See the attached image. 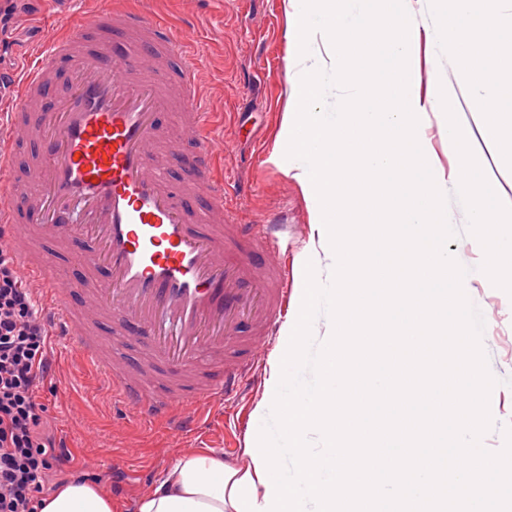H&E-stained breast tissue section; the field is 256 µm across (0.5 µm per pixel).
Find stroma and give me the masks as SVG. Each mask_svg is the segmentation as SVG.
<instances>
[{"instance_id": "35a3bbf8", "label": "stroma", "mask_w": 512, "mask_h": 512, "mask_svg": "<svg viewBox=\"0 0 512 512\" xmlns=\"http://www.w3.org/2000/svg\"><path fill=\"white\" fill-rule=\"evenodd\" d=\"M106 3L117 8L142 6L193 32L212 132L216 138L236 141L234 154L217 159L215 171L239 188L243 223L258 220L263 213L287 211L289 223L298 227L287 237L288 260L297 276L306 275L313 262L311 204L290 171L300 146L278 138L283 115L294 104L289 64L297 54L285 0H198L194 5L187 0H0V69L12 70L40 54L38 22L92 15ZM385 18V11L373 12V37L360 40L346 26L345 8H337L339 36L333 44L319 46V57H336L354 80L375 77L394 87L402 66L383 50L391 37ZM493 37L499 62L492 75L471 66L473 53L466 41L457 42L449 65L465 81L485 76L494 85V95L482 97L474 122L486 152L485 164L506 168L512 161L503 141L488 138L485 129L488 114L512 113V13L503 15ZM471 295L484 307L481 344L497 380L490 400L498 416L512 422V286H480ZM52 353L55 372L50 387L41 393L47 407L46 430L64 439L76 460L48 475L44 494L76 477L92 479L111 496L114 512H137L139 499L177 459L234 454L251 439L253 410L234 401L212 407L197 433L173 437L162 423L113 410L95 376L81 367L67 346L53 347ZM85 459L90 468L82 467Z\"/></svg>"}]
</instances>
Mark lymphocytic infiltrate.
<instances>
[{
	"mask_svg": "<svg viewBox=\"0 0 512 512\" xmlns=\"http://www.w3.org/2000/svg\"><path fill=\"white\" fill-rule=\"evenodd\" d=\"M52 371L37 293L0 248V512H34L49 471L74 460L65 441L41 431L40 393Z\"/></svg>",
	"mask_w": 512,
	"mask_h": 512,
	"instance_id": "lymphocytic-infiltrate-1",
	"label": "lymphocytic infiltrate"
}]
</instances>
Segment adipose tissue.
Instances as JSON below:
<instances>
[{
    "label": "adipose tissue",
    "instance_id": "1",
    "mask_svg": "<svg viewBox=\"0 0 512 512\" xmlns=\"http://www.w3.org/2000/svg\"><path fill=\"white\" fill-rule=\"evenodd\" d=\"M334 3L335 0H311L309 7L291 13L299 52L310 64L291 82L293 96L301 106L285 113L282 123L283 137L304 141L296 178L304 195L316 198L310 246L315 264L326 273L320 292L323 312L331 321L327 338L320 342L324 397L313 409L294 408L288 417L272 419V408L281 405L292 392L296 368L286 365L285 360L307 344L295 328H286L284 348L271 361L266 388L255 405L258 428L244 448L242 459L224 461L203 455L178 459L140 499L138 512H288L287 488L280 475L288 469L289 455H296L306 470L320 462L305 441L309 434L331 451V482L319 493L318 512H337V483L360 477V469L336 439L334 418L341 406L336 377L337 338L344 335L351 318L364 317L365 302L357 291L366 282L357 275L360 254L341 236L339 225L345 203L351 200L355 189L376 185L380 178L378 172L365 167L353 173L342 166H322V157L332 152L337 143L346 141L348 131H355L358 139L364 140L377 130H384L390 149L388 161L397 169V180L388 185L387 195L394 199L401 223L410 227L406 233H389L385 247L399 253L401 262L412 267L416 282H449L457 287L453 309L462 335L479 333L469 312L473 282L482 278L494 284H512V262L501 254L508 245L507 239L480 246L485 265L480 273L463 252L446 246L456 230L448 218V204L452 201L465 212L487 215L491 224L512 230V200L499 198L496 189L485 180L482 154L470 146L471 128L456 121L446 82H435L424 94L412 81H402L386 112L317 111L320 92L348 79L346 69L318 59L316 54L317 40L336 38ZM446 5L447 0H428V17L419 26L410 18L408 0H398L397 8L387 16L388 26L396 33L388 47L390 54L404 66H411L418 33L440 37L436 21ZM436 122L447 125L448 145L460 158L457 167L447 171L440 167L429 146V130ZM39 510L112 512V500L98 486L77 479L44 498Z\"/></svg>",
    "mask_w": 512,
    "mask_h": 512
}]
</instances>
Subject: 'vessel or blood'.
<instances>
[{
	"label": "vessel or blood",
	"mask_w": 512,
	"mask_h": 512,
	"mask_svg": "<svg viewBox=\"0 0 512 512\" xmlns=\"http://www.w3.org/2000/svg\"><path fill=\"white\" fill-rule=\"evenodd\" d=\"M37 61L9 72L17 94L0 129V246L37 288L51 337L93 371L113 404L176 435L196 431L205 410L254 391L294 300V278L272 218L242 226L227 207L213 161L233 145L216 140L198 85L197 42L187 30L141 9H112L40 28ZM67 78L55 106L35 105L58 58ZM454 110H478L470 86L449 77ZM186 112L180 141L158 123L172 99ZM43 154L27 181L11 159L18 143ZM195 151L187 187L169 183L162 159L179 143ZM206 202L198 214L186 194ZM82 241L67 260L86 270L67 279L36 238ZM82 294V308L71 298ZM112 325L98 336L97 320ZM139 345L134 360L117 346ZM209 365L211 374L198 373Z\"/></svg>",
	"instance_id": "vessel-or-blood-1"
}]
</instances>
